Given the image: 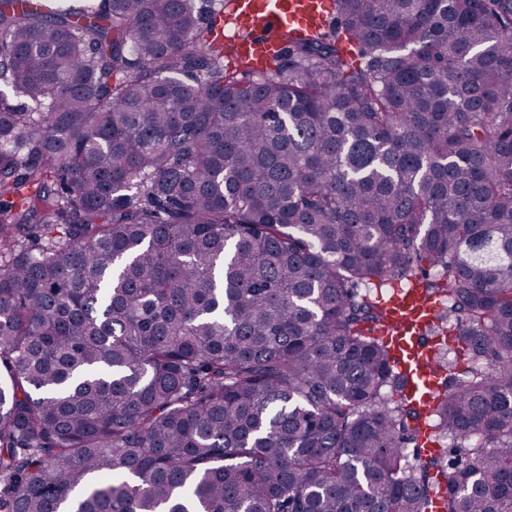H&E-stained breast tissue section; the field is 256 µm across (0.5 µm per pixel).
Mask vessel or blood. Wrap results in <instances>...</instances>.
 Masks as SVG:
<instances>
[{
  "label": "vessel or blood",
  "mask_w": 512,
  "mask_h": 512,
  "mask_svg": "<svg viewBox=\"0 0 512 512\" xmlns=\"http://www.w3.org/2000/svg\"><path fill=\"white\" fill-rule=\"evenodd\" d=\"M233 11L245 35L238 42L239 55L248 65L282 56V35L288 29L312 30L330 20L327 0H234ZM438 304L414 284L400 290L388 304L397 333L391 336L395 365L400 373H411L414 383L406 394L424 390L443 391L435 363L433 341L427 330Z\"/></svg>",
  "instance_id": "1"
}]
</instances>
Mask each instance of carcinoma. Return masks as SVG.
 <instances>
[{"label":"carcinoma","instance_id":"cac0c4a2","mask_svg":"<svg viewBox=\"0 0 512 512\" xmlns=\"http://www.w3.org/2000/svg\"><path fill=\"white\" fill-rule=\"evenodd\" d=\"M333 4L246 81L195 0H0V512H512V0ZM438 304L425 296L423 288L414 283L409 288L398 291V294L388 304L391 320L397 325V334L388 336L394 364L400 373L416 375L414 383L409 382L404 394L413 395L416 391L426 393L445 391L446 387L440 381L448 379L449 374L459 373L467 364L459 357L456 348L438 345L437 357L447 364L448 372L439 369L435 363L433 338L427 336V330L434 321ZM440 380V381H439Z\"/></svg>","mask_w":512,"mask_h":512}]
</instances>
